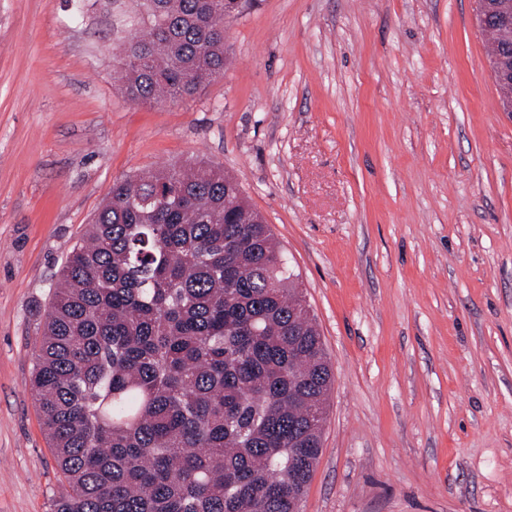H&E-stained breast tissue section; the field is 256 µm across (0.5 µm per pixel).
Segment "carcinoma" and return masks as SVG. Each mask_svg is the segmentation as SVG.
<instances>
[{"instance_id":"carcinoma-1","label":"carcinoma","mask_w":512,"mask_h":512,"mask_svg":"<svg viewBox=\"0 0 512 512\" xmlns=\"http://www.w3.org/2000/svg\"><path fill=\"white\" fill-rule=\"evenodd\" d=\"M225 0H136L141 105L224 73ZM215 166L117 181L61 269L30 387L54 512H293L334 375L266 224Z\"/></svg>"}]
</instances>
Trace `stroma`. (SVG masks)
Instances as JSON below:
<instances>
[{"instance_id":"35a3bbf8","label":"stroma","mask_w":512,"mask_h":512,"mask_svg":"<svg viewBox=\"0 0 512 512\" xmlns=\"http://www.w3.org/2000/svg\"><path fill=\"white\" fill-rule=\"evenodd\" d=\"M134 0H0V512L66 486L29 382L115 181L236 178L335 373L300 512H512V112L475 0H252L186 104L118 78Z\"/></svg>"}]
</instances>
